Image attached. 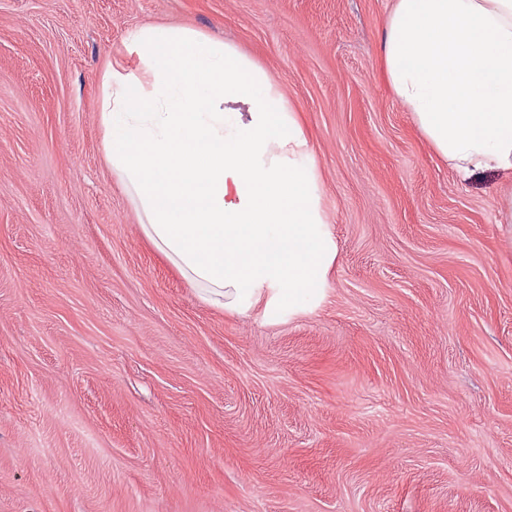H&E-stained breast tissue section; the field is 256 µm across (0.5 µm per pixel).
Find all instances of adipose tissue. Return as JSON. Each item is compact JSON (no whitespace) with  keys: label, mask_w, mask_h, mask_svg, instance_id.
<instances>
[{"label":"adipose tissue","mask_w":512,"mask_h":512,"mask_svg":"<svg viewBox=\"0 0 512 512\" xmlns=\"http://www.w3.org/2000/svg\"><path fill=\"white\" fill-rule=\"evenodd\" d=\"M100 77L107 166L206 297L278 322L327 298L338 250L298 113L266 69L184 26L129 32ZM384 80L461 177L512 173V0H395Z\"/></svg>","instance_id":"adipose-tissue-1"}]
</instances>
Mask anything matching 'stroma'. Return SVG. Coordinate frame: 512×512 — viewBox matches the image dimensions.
<instances>
[{
  "label": "stroma",
  "instance_id": "obj_1",
  "mask_svg": "<svg viewBox=\"0 0 512 512\" xmlns=\"http://www.w3.org/2000/svg\"><path fill=\"white\" fill-rule=\"evenodd\" d=\"M394 0H0V512H512V175L380 76ZM179 24L298 112L338 246L276 324L205 300L102 151L100 75Z\"/></svg>",
  "mask_w": 512,
  "mask_h": 512
}]
</instances>
